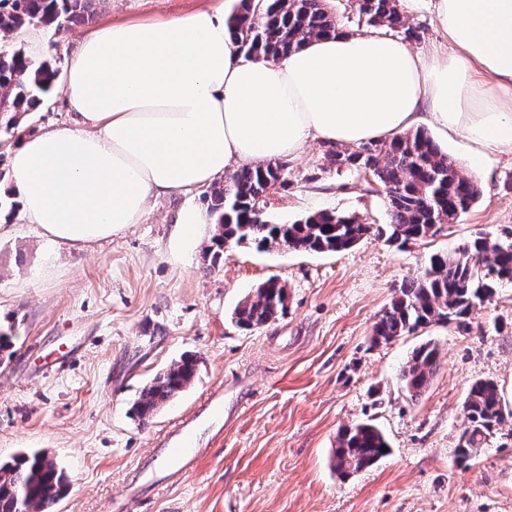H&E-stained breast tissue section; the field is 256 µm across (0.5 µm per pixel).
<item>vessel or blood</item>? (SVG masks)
Returning <instances> with one entry per match:
<instances>
[{
	"instance_id": "vessel-or-blood-1",
	"label": "vessel or blood",
	"mask_w": 512,
	"mask_h": 512,
	"mask_svg": "<svg viewBox=\"0 0 512 512\" xmlns=\"http://www.w3.org/2000/svg\"><path fill=\"white\" fill-rule=\"evenodd\" d=\"M224 413L223 394H211L203 410L183 419L177 430L165 438L161 447L154 449L150 467L143 470L144 477H151L157 466L180 474L186 462L196 456L203 432L222 425Z\"/></svg>"
}]
</instances>
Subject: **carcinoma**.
I'll return each instance as SVG.
<instances>
[{
  "label": "carcinoma",
  "mask_w": 512,
  "mask_h": 512,
  "mask_svg": "<svg viewBox=\"0 0 512 512\" xmlns=\"http://www.w3.org/2000/svg\"><path fill=\"white\" fill-rule=\"evenodd\" d=\"M102 0H0V31L40 24L59 32L93 20ZM353 14L371 27H386L412 41L416 30L407 23L399 0H353ZM227 24L237 48L257 61L279 62L304 41L336 31L337 19L325 0H266L259 10L254 0H237ZM59 70L47 62L34 64L20 50H0V120L14 127L19 117L47 104ZM329 166L369 170L386 191L389 223L364 224L354 215L330 211L310 213L292 224H272L266 198L284 185L285 169L278 162L240 168L211 187L208 208L216 218V234L230 244L251 243L267 250L292 243L314 253H341L372 232L405 244L433 237L477 202L480 190L463 176L456 161L423 129L408 130L389 140L379 139L353 150L326 152ZM512 280V229L504 237H478L452 253L432 255L422 270L405 280L389 307L373 326V341L385 343L432 323H463L474 308L491 298L503 282ZM286 284L268 278L235 309L237 322L257 328L287 309ZM436 345L425 343L412 352L400 370L403 388L413 398L429 385L438 366ZM196 360L186 356L171 364L146 387L137 403L147 419L184 391L196 376ZM463 431L457 457L466 464L482 442L512 418L498 384L473 382L462 404ZM389 447L383 432L371 423L342 429L337 437L334 467L348 477L376 464ZM67 489V476L42 452L20 455L0 464V512H17L18 502L32 512H51Z\"/></svg>",
  "instance_id": "obj_1"
}]
</instances>
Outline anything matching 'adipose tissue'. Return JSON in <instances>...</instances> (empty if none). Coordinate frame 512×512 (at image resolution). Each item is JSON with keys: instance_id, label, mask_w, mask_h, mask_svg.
Segmentation results:
<instances>
[{"instance_id": "ef3b65f1", "label": "adipose tissue", "mask_w": 512, "mask_h": 512, "mask_svg": "<svg viewBox=\"0 0 512 512\" xmlns=\"http://www.w3.org/2000/svg\"><path fill=\"white\" fill-rule=\"evenodd\" d=\"M448 49L376 31L304 42L278 63L240 53L215 4L161 23H105L78 40L64 80L72 125L9 148L17 214L82 249L140 223L150 197L187 195L233 167L417 125L480 156L512 153V0H433Z\"/></svg>"}]
</instances>
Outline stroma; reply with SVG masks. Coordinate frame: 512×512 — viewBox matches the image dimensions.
I'll list each match as a JSON object with an SVG mask.
<instances>
[{"instance_id": "1", "label": "stroma", "mask_w": 512, "mask_h": 512, "mask_svg": "<svg viewBox=\"0 0 512 512\" xmlns=\"http://www.w3.org/2000/svg\"><path fill=\"white\" fill-rule=\"evenodd\" d=\"M210 4L107 0L94 22L165 21ZM403 12L419 34L409 49H447L429 0ZM82 32L42 28L38 48L7 32L0 48L23 49L63 72ZM70 122L58 88L50 109L12 130L0 125V142ZM431 136L479 185L480 198L449 229L404 245L374 235L340 254L238 245L214 263L206 254L213 225L191 247L171 240L183 208H206L204 188L151 198L142 223L85 251L54 246L25 224L0 234V329L15 337L12 354L0 357V462L29 451L52 457L69 479L57 512H512V419L469 466L456 455L472 382L494 380L512 407V284L476 308L467 328L433 324L386 345L372 341L402 282L432 255L512 228V154L486 172L462 137ZM328 148L312 140L284 158L286 183L267 198L269 220L327 210L386 223L382 187L330 167ZM272 276L287 286L286 313L240 328L235 308ZM427 342L439 367L413 398L400 371ZM66 346L76 354L64 360ZM185 355L198 361L195 380L141 422L133 412L141 390ZM216 389L237 407L223 433L203 435V453L177 485L136 484L154 440ZM363 422L384 433L390 452L341 477L336 437Z\"/></svg>"}]
</instances>
